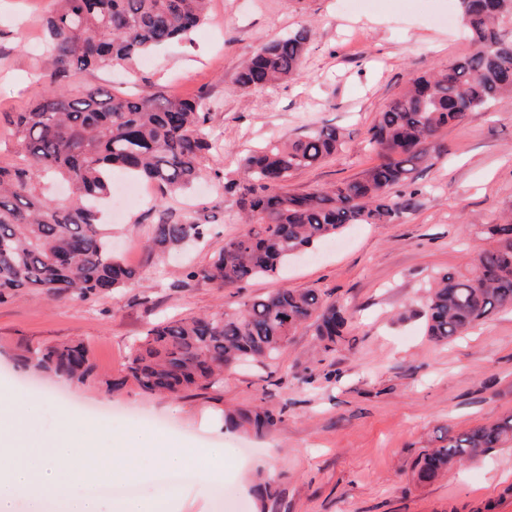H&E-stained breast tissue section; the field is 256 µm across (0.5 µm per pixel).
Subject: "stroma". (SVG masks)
Returning <instances> with one entry per match:
<instances>
[{"instance_id":"stroma-1","label":"stroma","mask_w":512,"mask_h":512,"mask_svg":"<svg viewBox=\"0 0 512 512\" xmlns=\"http://www.w3.org/2000/svg\"><path fill=\"white\" fill-rule=\"evenodd\" d=\"M55 0H0V165L19 145L9 115L41 92L51 59L28 48L45 36ZM314 36L295 79L240 89L241 64L260 46L300 26ZM457 0H379L372 9L345 0H209L206 23L187 39L118 66L80 75V93L136 82L211 108L214 149L195 186L152 206L105 212L112 247L137 267L135 287L93 300L52 301L28 293L0 304V386L25 387L50 427L60 412L93 418L113 432L146 426L187 448L223 442L231 465L228 501L197 479L130 481L141 496L174 491L184 512H512V447L420 484L413 465L438 446L444 427L462 432L512 413V311L499 312L466 335L436 343L425 334L423 289L438 272L467 271L488 245L487 225L512 212V104L474 112L444 137L448 153L421 176L426 190L394 224H353L316 243L278 274L224 290L204 283L177 287L190 266L205 264L227 237L240 233L235 199L225 181L239 178L243 159L275 140L338 127L344 144L323 163L294 173L286 188L303 193L358 176L374 164L367 132L379 112L417 73L447 68L466 55ZM174 219L214 217L207 243L177 255L145 247L160 211ZM282 288L313 289L342 305L343 339L323 352L313 329L300 327L278 356L225 371L221 386L175 398L123 384L124 361L152 324L214 314ZM81 342L95 376L84 385L22 367L28 349ZM311 382L297 379L300 371ZM279 416L257 437L225 426L227 414L255 406ZM272 481L273 499L254 489Z\"/></svg>"}]
</instances>
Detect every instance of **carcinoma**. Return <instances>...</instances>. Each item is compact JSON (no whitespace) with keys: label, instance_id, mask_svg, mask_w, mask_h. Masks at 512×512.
<instances>
[{"label":"carcinoma","instance_id":"1","mask_svg":"<svg viewBox=\"0 0 512 512\" xmlns=\"http://www.w3.org/2000/svg\"><path fill=\"white\" fill-rule=\"evenodd\" d=\"M208 0H57L44 19L53 69L44 90L11 119L19 163L0 166V303L25 292L53 301L89 300L134 286L140 271L112 257L100 232L99 203L111 189L109 172L134 174L161 196L181 192L199 177L212 149L211 113L195 100L164 93L97 88L73 95L68 87L84 71L125 62L187 37L207 19ZM470 52L448 68L410 79L406 91L369 129L378 163L329 188L296 194L285 189L296 172L321 164L342 145L335 127L269 144L244 158V177L224 183L236 196L246 229L224 239L210 262L192 267L189 281L237 288L272 276L299 250L336 236L350 224H394L423 188V170L447 151L442 134L472 112L512 101V0H458ZM313 32L300 27L270 41L236 75L242 89L292 79ZM56 175L72 186L65 204L41 191ZM212 226L193 218L161 216L151 227L149 251L205 240ZM491 245L474 267L444 272L427 288L426 334L446 341L495 313L512 309V217L486 228ZM330 351L343 336V307L311 290L283 289L221 314L152 325L130 349L125 379L145 394L179 397L221 383L218 375L243 359L274 358L305 323ZM23 365L77 384L94 373L80 343L29 352ZM256 436L279 422L259 409L227 419ZM512 444V414L466 432L448 427L441 445L415 463L417 479L430 481L449 468Z\"/></svg>","mask_w":512,"mask_h":512}]
</instances>
